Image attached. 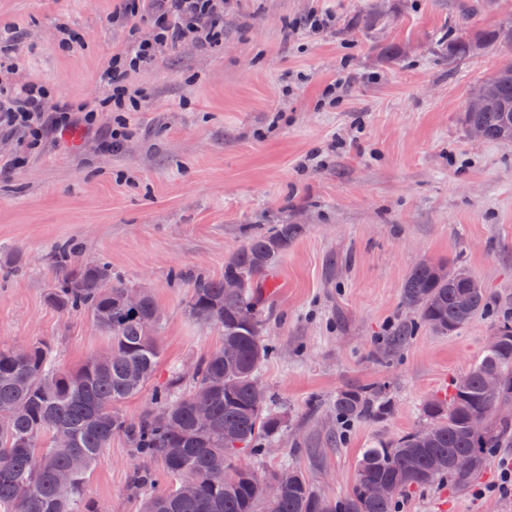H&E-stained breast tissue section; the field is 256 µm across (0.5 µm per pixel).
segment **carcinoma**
<instances>
[{"instance_id":"cac0c4a2","label":"carcinoma","mask_w":512,"mask_h":512,"mask_svg":"<svg viewBox=\"0 0 512 512\" xmlns=\"http://www.w3.org/2000/svg\"><path fill=\"white\" fill-rule=\"evenodd\" d=\"M495 44H512L511 16L493 29L473 32L465 15L442 50L454 62ZM494 91V102L481 111L463 112V122L480 127L489 142H512V72L494 75ZM302 232L301 224H280L270 233L254 234L224 265V276L196 280L187 314L221 329L233 355L225 357L221 347L192 372H172L165 385L153 390V410L136 422L119 408L152 382L159 363L162 315L156 302L144 291L137 308L127 307L122 294L129 288L112 282L98 265L65 271L49 301L64 312L89 314L109 338L112 357L91 356L70 372L46 343H30L23 355L0 347V408L8 410L0 421V512H102L85 499L87 477L119 433L138 453L156 458L170 479L165 492L144 501L142 512H257L263 487L271 481L278 485V496L266 501V512H397L398 496L406 489L444 481L467 486L495 449L511 448L512 421L490 423L479 435L469 429L481 411L512 404V319L504 318L494 328L498 345L483 351L468 370L467 384L455 380L448 398L423 404V418L433 429L431 442L421 443L415 429L392 444L365 449L351 495L332 499L316 494L294 466L265 478L235 464L242 452L261 450L283 430L271 396L257 392L254 384L273 351L264 339L265 317L255 288ZM232 275L243 278L244 286L228 294L224 278ZM402 303L418 311L432 330L446 334L468 323L487 299L485 288L467 271L422 262L405 279ZM487 373L499 380L491 392L482 384ZM207 386L215 392L205 404L211 424L202 429L195 418V394ZM388 392L384 383L343 390L333 403L336 418L346 423L382 418L390 413ZM63 430L71 435L66 448L54 440ZM459 454L470 457L469 469L448 464ZM61 473L71 480L66 494L56 485ZM186 481L194 484L191 496L181 492ZM378 483L391 484L392 495L375 497L371 488Z\"/></svg>"}]
</instances>
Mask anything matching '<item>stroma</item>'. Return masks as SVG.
Instances as JSON below:
<instances>
[{"mask_svg": "<svg viewBox=\"0 0 512 512\" xmlns=\"http://www.w3.org/2000/svg\"><path fill=\"white\" fill-rule=\"evenodd\" d=\"M120 0H0V92L44 86L53 104L97 106L112 55L151 33L113 22ZM471 30L512 16V0H224V39L186 40L129 73L140 90L131 137L99 148L81 128L31 146L0 132V345L48 343L79 368L108 339L88 315L52 306L55 248L72 267L95 264L148 291L162 309L158 379L222 343L186 312L195 277H218L257 232L304 231L264 278V330L274 354L258 378L284 420L264 452L241 464L266 475L297 465L317 494L355 485L363 449L422 427L420 408L468 371L512 313V142H473L462 121L474 88L512 61V45L449 62L440 44L464 8ZM331 15L315 32L310 13ZM443 262L475 276L489 308L458 331L419 326L402 304L408 272ZM375 382L392 410L345 426L338 392ZM497 449L471 487L442 483L403 497L402 512H512ZM156 461L113 437L86 494L108 512H140L134 469Z\"/></svg>", "mask_w": 512, "mask_h": 512, "instance_id": "35a3bbf8", "label": "stroma"}]
</instances>
